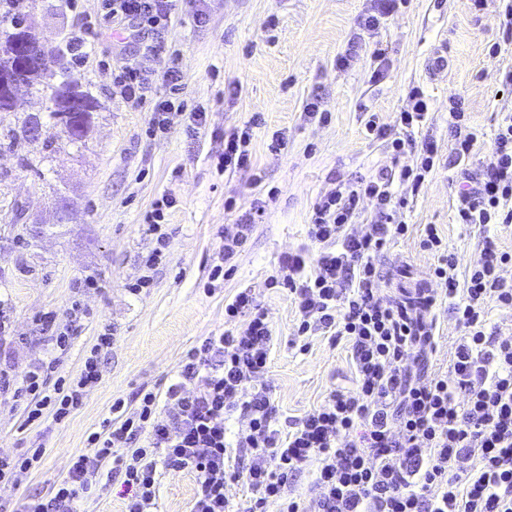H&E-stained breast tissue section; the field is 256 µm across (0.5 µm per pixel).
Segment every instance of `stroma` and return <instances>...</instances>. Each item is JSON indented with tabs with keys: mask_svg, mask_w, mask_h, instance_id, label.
Returning <instances> with one entry per match:
<instances>
[{
	"mask_svg": "<svg viewBox=\"0 0 512 512\" xmlns=\"http://www.w3.org/2000/svg\"><path fill=\"white\" fill-rule=\"evenodd\" d=\"M96 0H36L29 23L46 43L57 45L80 33L85 12ZM370 0H204V23L193 5L177 4L179 21L170 39L182 53L189 106L207 109L205 129L187 131L175 118L168 133L145 134L147 112L126 108L110 93L112 68L133 61L112 55L119 33L103 32L92 42L86 67L74 76L98 100L87 141L57 138L49 158L41 146L18 140L0 147V309L13 322V341L0 345V368L22 371L52 349L34 319L54 316L75 331L60 354L58 373L77 375L96 336L112 333L101 381L82 406L60 423L26 424L25 406L0 391V451L40 448L38 467L20 487H0V496L22 503L47 495L65 476L69 462L84 453L88 435L109 418L113 402L134 405L141 389L164 390L185 352L224 330V301L248 288L267 309L273 333L268 381L281 418H300L334 388H348L353 375L346 343L313 336L307 347L295 341V309L286 290L268 285L281 259L304 243L310 207L331 178H355L393 168L380 142L366 139L367 112L394 124L411 87L429 98V132L440 154L448 152L450 98L464 97L471 123L493 134L496 114L512 106L501 87V72L512 66V50L488 53L500 41L491 10L472 11L470 0H407L379 32L387 51L384 75L368 48H359L349 67L344 54L355 24ZM448 67L437 79L428 68L436 56ZM320 96L331 114L328 124L303 116L305 100ZM251 127L253 166L227 172L219 159L223 134ZM287 144L268 151L275 131ZM36 160L23 168L20 157ZM458 189L455 170L440 166L418 193L407 194L404 219L409 238L380 257L381 296L390 298L425 278L433 258L419 247L420 227L437 225L461 265L480 256L476 236L453 221ZM176 205L165 226L169 245L151 288L141 294L128 285L140 274L155 238L143 215L161 194ZM67 196L72 210L58 222L56 203ZM266 212L237 262L234 273L206 292L209 265L223 232L232 230L253 199ZM27 223H11L16 207ZM195 479L171 472L162 480L156 512H188Z\"/></svg>",
	"mask_w": 512,
	"mask_h": 512,
	"instance_id": "obj_1",
	"label": "stroma"
}]
</instances>
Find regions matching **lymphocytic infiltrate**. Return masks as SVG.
Returning a JSON list of instances; mask_svg holds the SVG:
<instances>
[{"label":"lymphocytic infiltrate","mask_w":512,"mask_h":512,"mask_svg":"<svg viewBox=\"0 0 512 512\" xmlns=\"http://www.w3.org/2000/svg\"><path fill=\"white\" fill-rule=\"evenodd\" d=\"M175 0H97L84 29L66 45L72 68L88 60L89 36L109 29L138 38L134 64L119 66L112 89L128 109L149 108L147 135L185 117L188 132L206 126L204 107L188 108L182 58L169 44ZM428 100L412 87L395 125L370 114L368 137L387 143L397 170L355 179L334 178L314 200L308 242L288 253L271 286L287 290L296 334L346 341L354 383L334 389L302 418L281 423L266 377L272 329L267 311L244 288L224 303L225 330L190 348L164 392L143 390L135 407L116 401L111 419L88 437L89 452L72 457L66 476L47 496L20 506L0 499V512H81L100 485L119 482L125 512H153L162 477L195 478L190 512H236L228 483L247 485L245 512H512V336L490 323L491 307L512 309V266L494 228L512 223V110L500 113L493 138L496 160L475 163L482 134L464 98L450 99V166L459 167L454 219L477 231L481 258L460 268L436 225H424L421 248L434 262L425 284L403 302L376 293V257L403 240L409 226L398 213L404 192H418L436 170L438 149L421 139ZM173 199L153 202L144 221L156 245L130 285L141 292L162 261L168 237L161 226ZM263 200L224 234L210 281L226 279L250 239ZM362 231H355V224ZM447 306L460 336L446 371L425 365L439 334L435 309ZM112 343L100 334L77 376L56 377L54 357L31 361L15 374L0 370V390L25 401L27 423L50 415L61 422L102 378L99 354ZM241 424L227 441V424ZM314 465L307 494L293 491L304 465Z\"/></svg>","instance_id":"lymphocytic-infiltrate-1"}]
</instances>
